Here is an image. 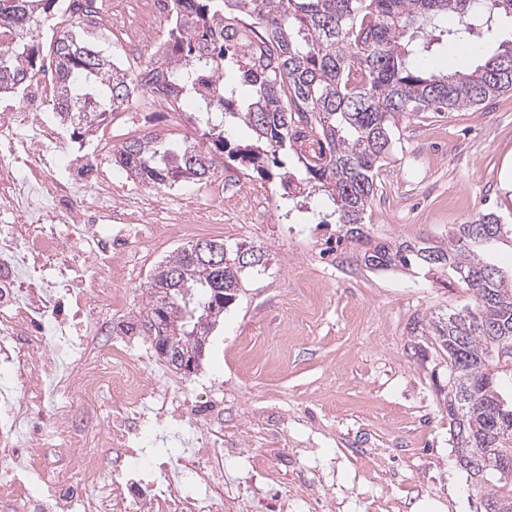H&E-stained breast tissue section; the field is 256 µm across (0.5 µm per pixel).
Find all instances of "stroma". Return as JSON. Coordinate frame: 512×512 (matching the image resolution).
I'll return each mask as SVG.
<instances>
[{"label":"stroma","instance_id":"stroma-1","mask_svg":"<svg viewBox=\"0 0 512 512\" xmlns=\"http://www.w3.org/2000/svg\"><path fill=\"white\" fill-rule=\"evenodd\" d=\"M512 37V26L463 47L435 45L414 56L434 71H466ZM162 112L131 105L113 116L105 134L169 131ZM512 92L445 118L399 122L394 147L377 177L370 221L372 243L439 246L452 227L481 210L512 217ZM219 177L245 178L269 199L253 223L217 218L209 239L263 246L268 262L243 280L236 301L210 334L198 370L189 376L166 363L155 381H178L185 403L181 421L167 420L134 438L129 447L143 478L176 467L179 451L204 443L192 423L193 402L224 407V470L229 481L251 485L249 512H274L275 490L263 484L251 459L269 460L288 489L316 484L318 505L297 499L287 512H371L373 497L393 512H483V494L457 461L448 414L435 381L448 372L435 356L420 358L413 327L473 307L446 268H375L345 229L320 221L326 197L290 208L278 179L261 178L239 161H225ZM169 236L155 248H132L123 285L126 319L147 348L143 325L150 276L182 247Z\"/></svg>","mask_w":512,"mask_h":512}]
</instances>
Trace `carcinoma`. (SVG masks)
<instances>
[{
	"label": "carcinoma",
	"instance_id": "1",
	"mask_svg": "<svg viewBox=\"0 0 512 512\" xmlns=\"http://www.w3.org/2000/svg\"><path fill=\"white\" fill-rule=\"evenodd\" d=\"M58 0H0V94L25 88L44 66L37 27L59 14ZM181 23L164 32L161 53L144 68L115 62L85 34L86 22L70 14V27L50 42L60 95L54 109L82 134H93L145 90L170 102L189 94L198 106L193 133L180 141L149 131L125 140L113 153L129 178L170 188L205 184L241 160L263 174L267 161L285 165L292 153L303 173L284 170L288 200L324 195L336 223L357 242L364 233L381 163L391 153L396 119L443 117L512 91V39L470 73L437 74L412 67L413 39L427 52L453 35L442 22L480 39L498 23L512 22V0H168ZM233 14L251 26L263 49L214 31ZM235 68L239 82L224 80ZM244 124L252 133L230 145L225 132ZM512 240V223L479 211L457 225L434 249L401 243L364 251L373 267L444 266L469 291L475 306L428 322L434 350L448 367L443 397L453 426L459 465L483 486L484 512H512V404L501 386L512 380V278L485 261L478 249ZM240 244L214 268L194 255V244L175 252L150 275L145 326L152 340L188 354L206 344L252 265L238 261ZM437 252L436 260L427 251ZM215 300V316L189 315Z\"/></svg>",
	"mask_w": 512,
	"mask_h": 512
}]
</instances>
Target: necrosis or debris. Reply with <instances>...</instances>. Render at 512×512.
Instances as JSON below:
<instances>
[{
  "label": "necrosis or debris",
  "mask_w": 512,
  "mask_h": 512,
  "mask_svg": "<svg viewBox=\"0 0 512 512\" xmlns=\"http://www.w3.org/2000/svg\"><path fill=\"white\" fill-rule=\"evenodd\" d=\"M96 8L101 28L133 49L156 46L173 22L157 0H139L119 25L112 22V0H98ZM54 92L53 83L40 78L19 102L0 107V367L13 378L0 385V460L24 462L21 473L0 481V502L14 512H224L217 471L224 430L212 402L197 412L209 447L151 480L117 468L104 482L99 452L65 433L78 415L102 411L105 443L123 448L178 400L176 390L150 376L151 359L128 332L101 322L98 313L125 310L121 284L129 274V244L148 246L163 234L193 236L213 224L215 213L201 204L191 215L176 210L157 224L149 216L152 197L134 192L119 199L112 182L91 181L87 172L101 160L103 146L64 140L38 119ZM113 222L120 226L116 235L99 232V225ZM74 317L82 324L80 335L67 339L72 367L46 386V324L63 328ZM41 405L54 430L36 424ZM45 445L56 452L47 480L39 452ZM39 478L44 485L32 493Z\"/></svg>",
  "instance_id": "4bbe7bcc"
}]
</instances>
